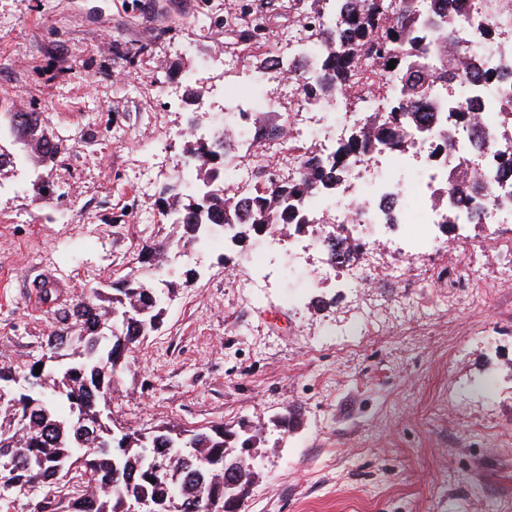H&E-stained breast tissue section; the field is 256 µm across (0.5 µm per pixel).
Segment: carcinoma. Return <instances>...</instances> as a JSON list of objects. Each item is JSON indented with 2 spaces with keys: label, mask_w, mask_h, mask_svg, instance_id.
Here are the masks:
<instances>
[{
  "label": "carcinoma",
  "mask_w": 512,
  "mask_h": 512,
  "mask_svg": "<svg viewBox=\"0 0 512 512\" xmlns=\"http://www.w3.org/2000/svg\"><path fill=\"white\" fill-rule=\"evenodd\" d=\"M304 18L305 38L319 51L318 74L300 85L307 101L352 90L360 99L382 88L383 78L390 76L397 90L395 105L368 119L336 151L334 161H316L291 182L261 173L249 201L211 189L229 175L223 152L208 139L192 142L186 163L193 165L194 182L174 178L158 192L164 215L175 217L182 229L171 245L200 244L212 227L224 224L239 226L240 241L262 237L281 224L296 234L307 232L310 221L299 209L304 195L321 188L336 198L338 182L347 175V157L382 145L407 150L410 141L399 135L402 126L417 133L424 127L425 135H433L428 102L434 80H453L464 59L495 48L492 38L465 49L452 41L455 28L480 14H441L432 26L414 13L411 0H314ZM17 118L22 151L0 147V171H24L28 161L55 164L60 139L45 132L41 113H10V121ZM476 185L466 172L451 171L445 192L466 196ZM163 261V253L148 247L143 270L118 282L112 295L63 310L69 334L47 338L46 346L54 350L52 365L42 364L40 374L34 363L0 367V385L13 387L10 395L0 397V451L7 450L0 456V495L56 488L61 497L43 499L38 512H128L137 502H148L158 512H209L212 499L224 497V427H161L143 436L117 427L108 409L107 395L118 371L163 315V291L153 284ZM162 456L166 467L157 472L156 460ZM12 457L16 462L5 467L3 462Z\"/></svg>",
  "instance_id": "obj_1"
}]
</instances>
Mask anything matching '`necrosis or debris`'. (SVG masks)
Listing matches in <instances>:
<instances>
[{"label": "necrosis or debris", "mask_w": 512, "mask_h": 512, "mask_svg": "<svg viewBox=\"0 0 512 512\" xmlns=\"http://www.w3.org/2000/svg\"><path fill=\"white\" fill-rule=\"evenodd\" d=\"M490 36L498 42V49L483 53L479 76L462 83L467 98L482 103L476 126H449L448 145L436 157L431 154L429 141L417 138L411 150L405 153L382 146L368 156L350 159V178L340 186L348 203L334 208L331 218L320 216L323 203L320 193H312L305 199L303 207L315 221L309 248L327 252L333 232L342 228H356L362 233L363 268H356L351 260L343 258L326 261L324 266L325 274L333 277L350 298H358L361 288L379 275L390 280L412 277L421 285H430L426 268H387L383 265L384 255L407 249L429 255L450 241L461 247L471 241L468 225L477 222L491 230L512 215V180H502L499 175L502 158L512 155V142L503 140L497 127L502 101L512 99V56L500 50L501 45H512V29H501L496 19L486 16L481 24L457 29L454 40L474 47ZM288 44L292 48L291 58L270 57L264 72L248 76L225 98L221 134L224 168L230 171L231 177L225 180L223 187L241 199L251 195L252 176L262 169L265 157L281 150L287 140H304L315 116L324 109L321 103H308L289 115L282 136L257 142L252 122L256 113L276 111L280 84L290 59L305 62L295 75L296 81L316 75V64L304 43L292 36ZM419 160L440 172L452 164L466 165L475 172L485 191L464 202L448 194L443 207H430L427 204L429 184L425 179L404 183L394 177L396 170L411 167ZM447 223L453 226V236L449 239L441 236Z\"/></svg>", "instance_id": "necrosis-or-debris-1"}]
</instances>
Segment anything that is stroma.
<instances>
[{"mask_svg":"<svg viewBox=\"0 0 512 512\" xmlns=\"http://www.w3.org/2000/svg\"><path fill=\"white\" fill-rule=\"evenodd\" d=\"M242 2L0 0V140L11 142L1 115L20 101L62 141L52 199L0 175V366L44 359L64 330L59 308L108 291L160 246L170 290L120 372L117 426L262 432L240 512H486L512 499V292L423 322L417 308L447 285L451 250L430 256L433 286L376 283L357 302L317 280V253L277 262L249 299L223 260L265 249L262 237L170 249L179 230L158 191L185 155L187 121L215 130L224 90L255 71L240 53ZM277 3L266 56L287 54L296 27L293 0ZM219 53L236 68H219ZM192 70L209 111L166 107L161 87ZM355 324L373 333L360 352L328 343Z\"/></svg>","mask_w":512,"mask_h":512,"instance_id":"1","label":"stroma"}]
</instances>
